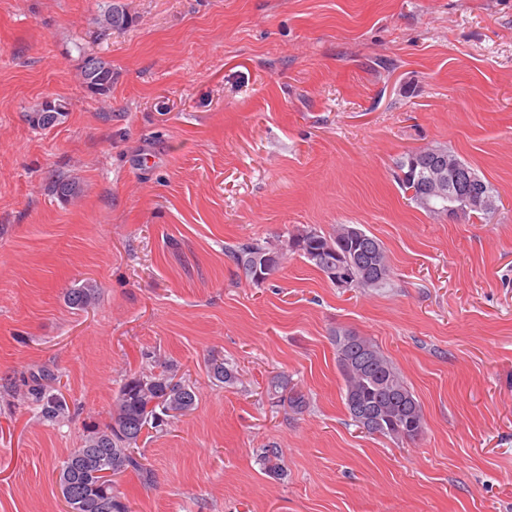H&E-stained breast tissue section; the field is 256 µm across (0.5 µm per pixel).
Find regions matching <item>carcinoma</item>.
Listing matches in <instances>:
<instances>
[{
	"instance_id": "obj_1",
	"label": "carcinoma",
	"mask_w": 512,
	"mask_h": 512,
	"mask_svg": "<svg viewBox=\"0 0 512 512\" xmlns=\"http://www.w3.org/2000/svg\"><path fill=\"white\" fill-rule=\"evenodd\" d=\"M128 23V16L120 5L113 6L97 18V25L106 32ZM81 77L85 87L94 94L106 95L112 89V64L100 57L84 59ZM67 116L66 103L56 100L38 105L25 113V119L34 129H45L62 123ZM453 159L456 167L451 176L449 195L424 200L428 172L437 163L436 151ZM398 177L404 192L415 194L410 199L434 215L448 214L458 208L463 216H490L497 210V198L487 181H482L483 202L479 206L463 207L467 200L464 179L478 171L458 154L445 146L417 149L404 154ZM56 194L63 198L81 195L82 187L76 178L53 182ZM348 225L338 224L324 233L315 227L289 234L284 245L250 238L224 248L227 257L254 283L264 282L279 268L287 253H296L310 265L335 281L336 263L353 266L357 281L351 288H387L392 267L382 242L363 233L360 240L347 234ZM97 286L91 282L69 290L68 302L80 309L96 300ZM334 344L339 371L344 381L345 408L355 424L360 421L354 413L351 400L371 413L367 433L390 439H414L424 432L425 421L421 406L410 387L372 339L349 329L334 332ZM178 368L164 363L158 373H140L125 379L116 395L109 421L96 427L71 450L56 471V484L62 494L67 512H131L129 502L115 490V477L134 472L149 480L151 469L138 451V441L147 427L163 429L175 420L189 414L196 405L194 386L177 379ZM208 373L220 383L236 382L233 369L224 361L210 360ZM54 380L44 376V382L32 389L33 399L41 403L42 415L55 420L65 413V401L48 394L45 383ZM269 395L278 403H288L293 411H302L309 404L303 391L290 385L282 377L271 381Z\"/></svg>"
}]
</instances>
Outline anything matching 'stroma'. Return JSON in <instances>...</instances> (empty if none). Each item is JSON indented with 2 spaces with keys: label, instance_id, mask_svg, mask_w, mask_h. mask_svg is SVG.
Here are the masks:
<instances>
[{
  "label": "stroma",
  "instance_id": "stroma-1",
  "mask_svg": "<svg viewBox=\"0 0 512 512\" xmlns=\"http://www.w3.org/2000/svg\"><path fill=\"white\" fill-rule=\"evenodd\" d=\"M111 2L0 0V512H64L57 467L168 361L196 407L143 431L151 483L116 484L132 512H512V0H119L130 22L102 36ZM89 55L109 95L85 89ZM48 99L67 117L32 128ZM435 144L492 185L489 222L404 193L397 161ZM59 176L83 194L53 195ZM336 224L381 240L390 287L295 254L257 285L224 255ZM339 328L393 361L421 436L352 422ZM44 370L54 423L28 399ZM277 375L303 413L269 399ZM81 77L89 91L106 95L112 89V64L97 56L86 57L81 68Z\"/></svg>",
  "mask_w": 512,
  "mask_h": 512
}]
</instances>
